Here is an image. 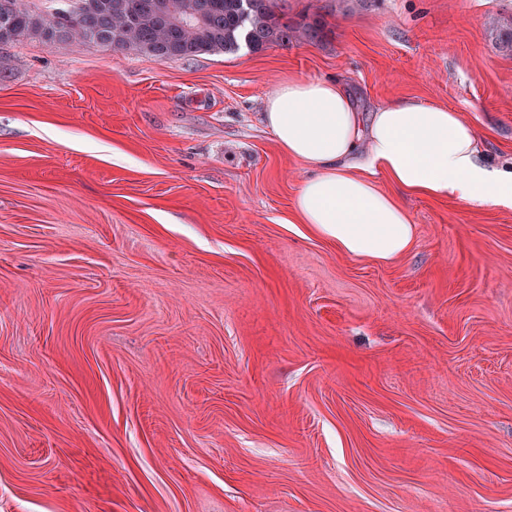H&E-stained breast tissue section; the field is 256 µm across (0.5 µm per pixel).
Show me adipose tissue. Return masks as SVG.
<instances>
[{
    "mask_svg": "<svg viewBox=\"0 0 512 512\" xmlns=\"http://www.w3.org/2000/svg\"><path fill=\"white\" fill-rule=\"evenodd\" d=\"M263 117L308 171L292 202L296 223L348 256L388 263L410 250L407 196L512 209V164H490L456 109L400 99L365 116L339 81L291 77L266 98Z\"/></svg>",
    "mask_w": 512,
    "mask_h": 512,
    "instance_id": "obj_1",
    "label": "adipose tissue"
}]
</instances>
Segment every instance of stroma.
Instances as JSON below:
<instances>
[{
	"instance_id": "obj_1",
	"label": "stroma",
	"mask_w": 512,
	"mask_h": 512,
	"mask_svg": "<svg viewBox=\"0 0 512 512\" xmlns=\"http://www.w3.org/2000/svg\"><path fill=\"white\" fill-rule=\"evenodd\" d=\"M322 42L0 46V512H512V209L406 198L376 264L295 223L287 77L462 112L512 161V0H286ZM488 27L494 32L495 43L499 50L507 55H512V17L503 20L491 17Z\"/></svg>"
}]
</instances>
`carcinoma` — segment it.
<instances>
[{"label":"carcinoma","mask_w":512,"mask_h":512,"mask_svg":"<svg viewBox=\"0 0 512 512\" xmlns=\"http://www.w3.org/2000/svg\"><path fill=\"white\" fill-rule=\"evenodd\" d=\"M73 0L68 16L31 9L26 0H0L7 23L0 24V44L22 38L80 41L149 55L161 61L188 60L201 54H234L241 47L256 52L273 45L325 36L319 19L294 22L280 0ZM499 50L512 55V17L488 23Z\"/></svg>","instance_id":"carcinoma-1"}]
</instances>
